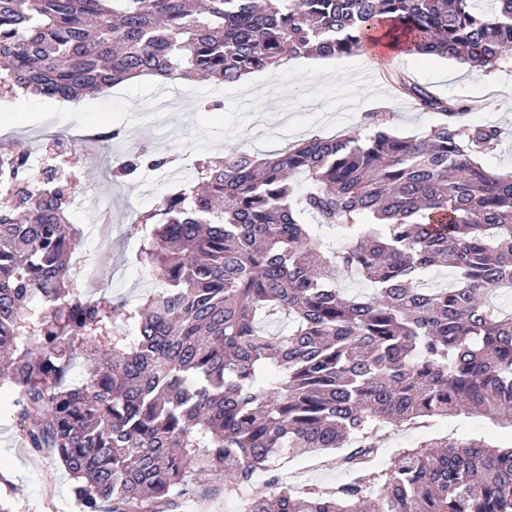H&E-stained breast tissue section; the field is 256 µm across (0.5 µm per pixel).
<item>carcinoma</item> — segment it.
I'll return each mask as SVG.
<instances>
[{"label":"carcinoma","mask_w":512,"mask_h":512,"mask_svg":"<svg viewBox=\"0 0 512 512\" xmlns=\"http://www.w3.org/2000/svg\"><path fill=\"white\" fill-rule=\"evenodd\" d=\"M492 2L0 0V82L62 100L159 74L234 84L387 37L485 73L512 61V0ZM395 83L443 120L405 136L366 112L352 134L264 158L194 156V181L131 224L156 283L140 305L84 293L67 217L80 182L46 170L36 191L27 145L0 152V385L83 512H170L226 472L237 512H512V445L422 434L373 465L390 433L461 414L512 430V309L494 301L512 291V171L479 162L502 129ZM168 163L143 147L112 182ZM444 262L451 287H427ZM339 448L355 476L331 489L275 475L284 454Z\"/></svg>","instance_id":"obj_1"}]
</instances>
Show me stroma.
Here are the masks:
<instances>
[{"label":"stroma","instance_id":"1","mask_svg":"<svg viewBox=\"0 0 512 512\" xmlns=\"http://www.w3.org/2000/svg\"><path fill=\"white\" fill-rule=\"evenodd\" d=\"M404 76L430 87L448 101L478 99L483 106L468 114L471 122H486L508 131L498 147L481 158L493 171L512 169V67L495 72V86H488L483 73L452 59L382 55L341 58L337 70L322 75L293 63L283 71H262L252 76L255 85L244 93L239 84L200 80L191 85L180 110L144 117L148 105L156 103L160 87L142 77L112 87L104 95L80 99L75 112H53L46 100L35 96L17 116L0 115V150L18 140L33 141L48 131L69 127L88 136L86 146L70 155L72 171L88 175L106 197L112 214V240L97 251L99 270L111 273L112 294L138 301L153 288L137 261L134 234L129 226L138 211L155 206L161 196L191 180L187 164L143 171L139 179L125 185L111 182L112 156L136 145L166 155L188 146L222 159L229 149L266 154L314 136L347 134L362 123L366 112H387L395 132L410 135L438 122L430 112L410 109L390 80ZM304 88L307 97L292 99L288 90ZM216 101L214 112L199 111L201 102ZM118 131L111 151L92 143L102 129ZM14 392L0 396V496L7 498L12 512H82L72 494L73 479L51 451L26 448L13 423L10 406ZM314 454L282 458L278 473L283 483H314L329 488L342 481V474L314 469ZM225 475L210 476L180 501L177 512H232L233 502L224 499Z\"/></svg>","mask_w":512,"mask_h":512}]
</instances>
